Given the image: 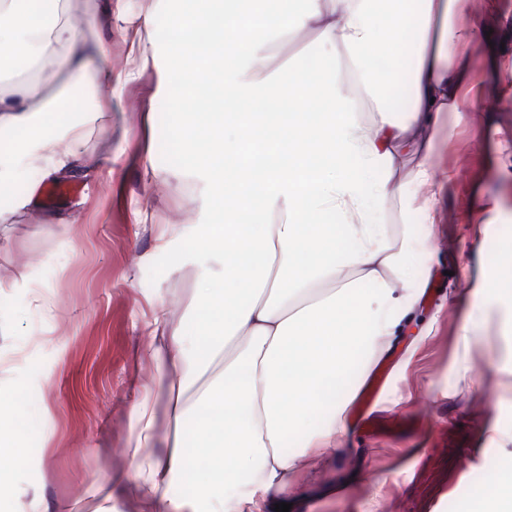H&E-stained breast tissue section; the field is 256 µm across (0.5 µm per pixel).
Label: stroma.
<instances>
[{"label": "stroma", "mask_w": 512, "mask_h": 512, "mask_svg": "<svg viewBox=\"0 0 512 512\" xmlns=\"http://www.w3.org/2000/svg\"><path fill=\"white\" fill-rule=\"evenodd\" d=\"M498 2L496 14L474 0L483 34L463 61L479 90L437 142V171L456 180L413 254L432 283L417 309L424 334L386 360L376 431L353 428L350 452L304 460L290 512H484L487 473L512 480V288L482 297L491 270L478 256L512 248V109L495 98L497 82L512 81V0ZM80 36L106 45L114 72L135 76L117 93L99 89L111 124L92 127L79 171L55 176L78 194L0 224L11 282L0 288V438L19 450L0 471V512H94L105 474L138 480L136 411L166 340L153 311L162 301L171 324L189 318L203 262L193 236L161 237L170 225L221 220L178 134L211 108L199 97L175 109L179 38L153 35L142 59L120 23ZM150 169L160 180L148 181ZM476 301L483 323L466 338L463 311Z\"/></svg>", "instance_id": "1"}]
</instances>
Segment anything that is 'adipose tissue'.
<instances>
[{
    "mask_svg": "<svg viewBox=\"0 0 512 512\" xmlns=\"http://www.w3.org/2000/svg\"><path fill=\"white\" fill-rule=\"evenodd\" d=\"M21 0H0V45L34 68L31 83L0 91V134L28 131L19 152L44 176L73 169L84 152L86 122L47 125L35 104L44 74L68 70L67 94L91 85L116 87L104 46L86 50L77 24L57 21L60 0H42V18ZM470 0H183L176 23L200 34L184 79L183 100L209 89L221 105L203 124L181 129L207 176L223 223L205 224L202 251L224 258V286L197 274L194 329L156 323L167 340L154 350L156 376L137 408L138 468L134 490L159 512H263L268 497L294 492L304 457L338 449L348 432L351 400L340 383L358 351L368 362L422 333L416 306L425 282L412 268L411 211L422 236L446 188L432 160L446 113L467 111L460 89L470 77L460 60L476 38L457 17ZM277 24H267V17ZM119 18L152 34L155 15L130 14L124 0H95L89 27ZM313 34L314 68L274 65L283 35ZM385 47L387 67L407 95L396 119L371 57ZM349 72V83L340 75ZM370 119H363L361 105ZM232 166L224 176L223 163ZM397 223H387L390 210ZM206 344H198L197 336ZM172 407L174 429L154 445V400ZM322 424L308 430L313 412ZM194 434L195 447L184 445ZM303 434L297 453L285 438ZM193 475V493L173 498L174 476Z\"/></svg>",
    "mask_w": 512,
    "mask_h": 512,
    "instance_id": "obj_1",
    "label": "adipose tissue"
}]
</instances>
